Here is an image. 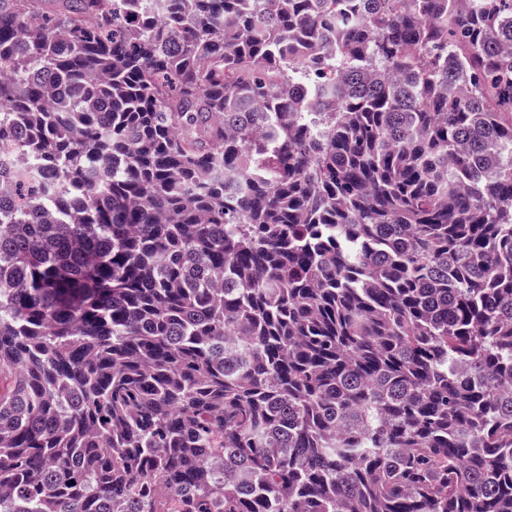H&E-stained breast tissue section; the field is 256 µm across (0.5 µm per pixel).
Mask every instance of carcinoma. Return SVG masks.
I'll return each mask as SVG.
<instances>
[{"mask_svg":"<svg viewBox=\"0 0 512 512\" xmlns=\"http://www.w3.org/2000/svg\"><path fill=\"white\" fill-rule=\"evenodd\" d=\"M0 0V512H512V0Z\"/></svg>","mask_w":512,"mask_h":512,"instance_id":"1","label":"carcinoma"}]
</instances>
